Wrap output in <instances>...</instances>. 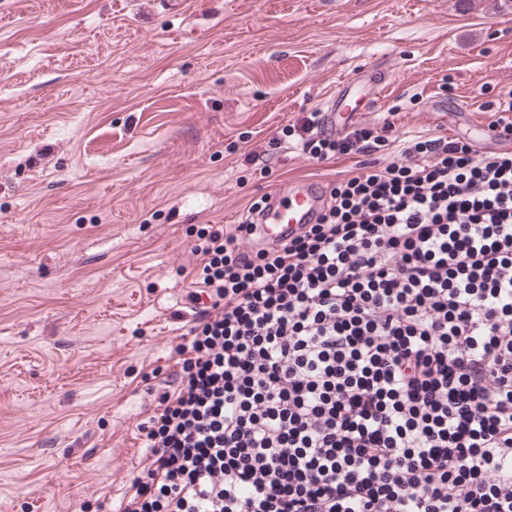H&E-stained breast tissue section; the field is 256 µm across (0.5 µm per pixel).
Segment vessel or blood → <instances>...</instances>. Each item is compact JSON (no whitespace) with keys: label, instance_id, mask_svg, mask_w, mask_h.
I'll list each match as a JSON object with an SVG mask.
<instances>
[{"label":"vessel or blood","instance_id":"1","mask_svg":"<svg viewBox=\"0 0 512 512\" xmlns=\"http://www.w3.org/2000/svg\"><path fill=\"white\" fill-rule=\"evenodd\" d=\"M386 83L383 68L365 70L363 78L341 81L334 97L326 104L323 125L335 130L337 116L362 114L379 100ZM327 199L322 185L300 180L283 184L272 196L269 207L258 223V239L261 244L272 245L283 237L297 232L302 225L315 223Z\"/></svg>","mask_w":512,"mask_h":512}]
</instances>
